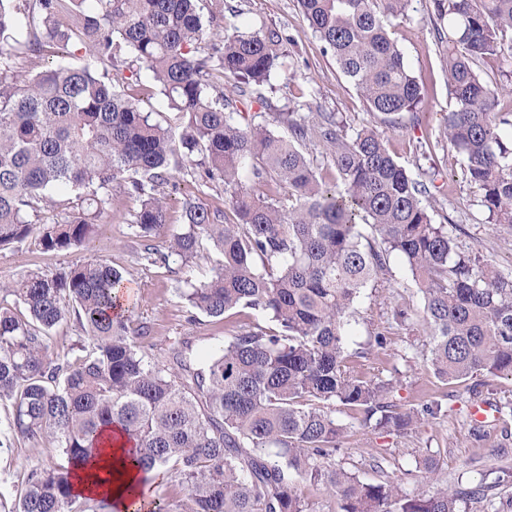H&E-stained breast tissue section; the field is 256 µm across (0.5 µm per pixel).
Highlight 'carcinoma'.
<instances>
[{"instance_id": "obj_1", "label": "carcinoma", "mask_w": 512, "mask_h": 512, "mask_svg": "<svg viewBox=\"0 0 512 512\" xmlns=\"http://www.w3.org/2000/svg\"><path fill=\"white\" fill-rule=\"evenodd\" d=\"M410 4L298 0L324 51L389 125L405 113L417 120L425 107L387 30ZM433 11L448 26L439 37L453 103L444 137L489 218L511 227L512 0H433ZM204 23L197 0H0V247L31 236L44 251L86 246L112 209L116 184L138 202L131 224L141 259L191 263L205 241L217 251L208 280L183 292L191 313L220 322L241 309L274 323L235 334L202 366L184 341L151 363L148 327L132 328L125 308L126 277L106 262L0 282V400L13 406L0 447L21 437L65 459L31 471L10 512H110L107 495L79 497L71 482L114 428L135 450L144 483L170 473L179 487L167 501L133 500L134 512H309L297 476L338 497L340 512H512V498L494 493L498 478L411 495L332 464L351 430L336 419L338 406L362 427L397 433L440 411L437 403L400 409L392 380L352 366L387 349L382 329L367 350L350 352L348 326L391 258L407 266L424 309L419 325L406 307L392 319L429 338L430 364L447 383L512 377V273L460 245L456 225L434 222L423 203L427 181L409 174L375 129L350 135L332 112L274 113L286 136L253 117L236 119L218 82L268 83L286 66L290 39L236 31L212 42ZM70 47L87 62L38 69ZM488 59L505 82L482 77ZM143 70L180 132L120 89ZM313 140L328 150L332 184L302 151ZM176 155L200 185L229 194L235 223L220 224L219 213L187 200L181 224H168L164 187ZM245 173L267 192L244 186ZM43 209L59 210V219L40 223ZM163 230L166 252L151 244ZM72 318L82 340L70 360L49 339Z\"/></svg>"}]
</instances>
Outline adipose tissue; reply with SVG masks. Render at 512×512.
Returning a JSON list of instances; mask_svg holds the SVG:
<instances>
[{
  "mask_svg": "<svg viewBox=\"0 0 512 512\" xmlns=\"http://www.w3.org/2000/svg\"><path fill=\"white\" fill-rule=\"evenodd\" d=\"M140 472L123 442L102 448L93 472H81L72 483L73 493H108L114 512H127L129 496L139 483Z\"/></svg>",
  "mask_w": 512,
  "mask_h": 512,
  "instance_id": "adipose-tissue-1",
  "label": "adipose tissue"
}]
</instances>
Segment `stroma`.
<instances>
[{"label": "stroma", "instance_id": "stroma-1", "mask_svg": "<svg viewBox=\"0 0 512 512\" xmlns=\"http://www.w3.org/2000/svg\"><path fill=\"white\" fill-rule=\"evenodd\" d=\"M253 30L278 29L294 37L287 68L274 72L269 84L242 86L228 79L224 94L236 112L269 118L271 130L286 134L285 126L271 121L272 111L332 112L348 131L362 126L376 128L390 152L412 174L436 166L438 175L429 201L440 218L456 224L461 242L504 271H512V227L494 223L480 204V193L467 182L460 156L440 134L443 116L449 107L444 71L445 44L436 37L432 0H412L406 17L393 20L392 38L403 51L405 61L425 93L430 113L417 127L389 126L370 113L354 85L340 72L331 54L312 35L298 10L296 0H224V19L211 27L210 39L221 40L233 27ZM169 222H181L184 199H193L210 210H221L226 222H234L223 190L199 187L183 172H176L166 189ZM136 203L123 193H115L111 211L101 219L90 244L76 251H44L31 242L15 243L0 250V281L11 282L32 272L52 275L77 261L101 259L119 269L131 283L129 307L133 326L148 325L149 360L164 361L170 343L188 342L190 353L204 361L225 337L255 326H269V318L248 312H229L224 321L205 316L191 317L182 293L200 284L211 274L214 250L203 245L201 257L192 267H184L178 257L168 265H150L140 258V248L130 225ZM410 307L422 314L423 300L407 267L392 258L386 287L365 292L349 327V342H365L369 331L385 326L394 308ZM426 336L405 334L396 329L385 352L371 355L364 369L382 377L397 376L394 400L401 409L422 408L431 401L441 406L436 417L404 434L381 429L350 432L335 463L366 482L388 475L405 491H432L418 471L424 456H431L438 475L448 483L469 482L476 473L491 468L512 471V379L487 377L481 382L445 383L438 379L427 360ZM480 401L490 404L495 419L474 433L469 417ZM387 459L385 472L371 465L376 456ZM55 448H34L18 440L0 448V504L13 506L27 475L35 469L62 465Z\"/></svg>", "mask_w": 512, "mask_h": 512}]
</instances>
